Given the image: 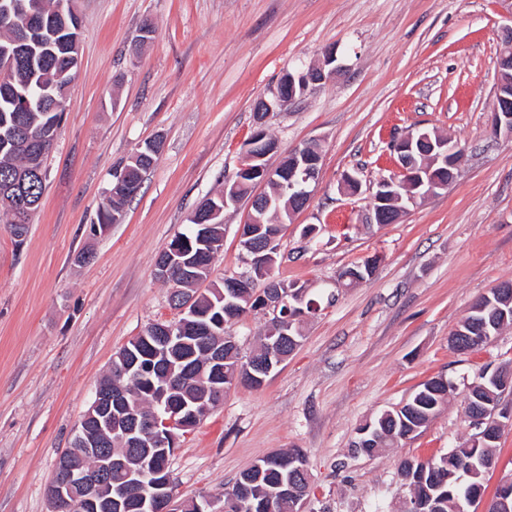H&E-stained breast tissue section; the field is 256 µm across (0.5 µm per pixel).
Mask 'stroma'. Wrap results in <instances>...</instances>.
I'll use <instances>...</instances> for the list:
<instances>
[{"mask_svg":"<svg viewBox=\"0 0 512 512\" xmlns=\"http://www.w3.org/2000/svg\"><path fill=\"white\" fill-rule=\"evenodd\" d=\"M82 21L80 68L46 161L40 210L17 238L0 219V512H50L47 487L115 354L145 327L176 320L157 254L197 205L237 170L253 103L283 73L336 49V78L274 112L284 154L322 146L308 206L286 224L275 278L322 300L296 350L260 389H231L179 437L169 470L179 500L223 503L241 472L303 449L308 512H397L396 468L471 439L465 395L512 365V326L462 354L450 337L471 305L512 281V140L491 137L502 28L512 0H72ZM153 35L140 41L143 22ZM429 129L464 144L448 189L398 222L363 224L368 190L396 169L389 143ZM162 153L121 220L92 224L114 170L145 141ZM360 194H341L345 175ZM248 201L224 213L213 279L244 269ZM91 253L80 262V253ZM377 258L372 278L342 273ZM333 304H326L327 295ZM455 385L414 440L348 454L366 419L430 378Z\"/></svg>","mask_w":512,"mask_h":512,"instance_id":"1","label":"stroma"}]
</instances>
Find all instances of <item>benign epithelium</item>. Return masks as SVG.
<instances>
[{
    "label": "benign epithelium",
    "mask_w": 512,
    "mask_h": 512,
    "mask_svg": "<svg viewBox=\"0 0 512 512\" xmlns=\"http://www.w3.org/2000/svg\"><path fill=\"white\" fill-rule=\"evenodd\" d=\"M18 12L25 16L22 32H35V21L40 13L39 0H23L16 5ZM512 71V55L503 52L499 57L497 74L496 106L493 108L492 131L512 138V82L505 75ZM336 52L329 47L323 51L322 63L316 67L300 68L284 73L277 86L271 90V97L262 96L254 103L256 112L253 139L264 136L265 123L271 112L285 109L302 97L310 86L324 84L336 78ZM428 150L433 163L448 164V158L457 159L464 148L449 144L448 139L432 140L425 132L406 133L395 139L391 151L397 157L396 174L382 176L375 183L377 206L367 216L365 223L379 224L385 218L399 219L407 212L402 205L403 198L413 203L418 197L415 190L432 196L448 188V181L441 180L418 166L416 152ZM266 154L252 148L244 155L234 176L226 186L236 187L247 183L252 187L265 184L273 174L265 162ZM322 153L317 143L288 152L283 160L286 181L282 189L288 193L297 209L304 208L311 197L310 186L319 180ZM270 206V200L260 194L252 196L251 212L245 224L240 226L239 235L243 249L248 254V263L258 277L267 280V293L261 304L265 311L276 315L281 306H286L293 318L303 320L316 313L317 304L306 298V289L282 291L280 285L268 278L275 262L278 248L272 239L258 237L253 224L262 223V214ZM183 325L161 327L158 338L163 350L144 362L137 357L121 360L117 366L120 377L141 379L154 371V361L186 344L182 336ZM224 386L212 383L195 394L192 404L176 401L172 397L174 389L163 383L154 395L151 412L141 415L129 407L124 388L95 391L89 411L79 422L74 439L76 446L63 455L56 466L53 480L48 487V498L52 512H126L129 502H134L136 512H186L183 502L176 499L174 486L164 471L153 474V480L146 482L139 477L122 485H112V451L104 447V437L119 434L130 438L134 445L144 449V456L159 453L170 457L174 453L178 436L173 429H186L188 423L198 422L210 412L213 395L223 393ZM279 493L289 499L291 512H305L307 497L297 487L283 486ZM239 492L226 494L221 509H214L215 500L204 495L194 502L195 512H231L238 503Z\"/></svg>",
    "instance_id": "1"
}]
</instances>
